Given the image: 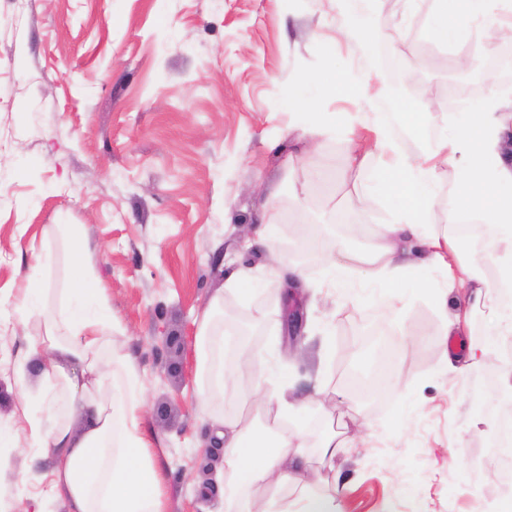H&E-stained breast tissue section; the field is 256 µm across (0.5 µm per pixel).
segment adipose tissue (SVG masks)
<instances>
[{"mask_svg":"<svg viewBox=\"0 0 512 512\" xmlns=\"http://www.w3.org/2000/svg\"><path fill=\"white\" fill-rule=\"evenodd\" d=\"M451 9L433 21L441 42H465L473 21L488 14L489 0H450ZM356 98L359 122L370 144L377 176L365 195L395 205L391 222L380 225L365 258L333 243L322 257L336 288L350 285L356 263L371 270L383 302L399 294L405 271L415 263L446 271L444 283L455 293L459 313L443 333L465 326L481 311L494 334L512 335V302L494 300L492 287L512 288V165L505 162V134L512 128V96L499 97L494 110L479 109L463 119L447 118L446 132L422 156L411 157L397 142L385 115L373 111L382 89L372 81L337 85ZM454 167L460 179L447 201L448 231L426 222L425 212L438 205L436 185L443 168ZM488 220V257L498 269L496 283L480 271L457 268L456 224L470 217ZM41 281L30 280L16 298L17 324H37L34 354L41 381L55 391L48 416L30 419L32 435L60 460L52 487L62 493L66 512H162V479L152 464L150 436L139 419L145 408L141 376L117 335L104 289L74 273L69 297L50 304ZM200 405L211 413L213 441L224 450V474L216 485L224 512H289V488L306 497L305 512H334L332 498L310 497L309 465L298 456L305 441L290 434L288 413L302 408L289 383L266 395L267 414L260 430L224 416V334L211 319L198 328Z\"/></svg>","mask_w":512,"mask_h":512,"instance_id":"ef3b65f1","label":"adipose tissue"}]
</instances>
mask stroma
I'll return each mask as SVG.
<instances>
[{
  "instance_id": "35a3bbf8",
  "label": "stroma",
  "mask_w": 512,
  "mask_h": 512,
  "mask_svg": "<svg viewBox=\"0 0 512 512\" xmlns=\"http://www.w3.org/2000/svg\"><path fill=\"white\" fill-rule=\"evenodd\" d=\"M441 7L366 0L365 15L388 32L370 58L340 35L336 0H0V512L20 497L28 512H65L49 494L57 460L27 422L46 411L43 386L15 383L39 328L16 324L11 304L34 276L68 287L75 260L105 288L142 376L166 512H224L221 495L199 488L224 460L206 452L211 424L197 384L198 326L219 294L248 357L286 366L296 395L318 396L287 420L306 441L312 496L335 494L336 512H504L512 498L486 448L506 415L512 335L457 375L444 368L447 350L486 343L488 327L476 315L460 335L440 336L455 312L429 293L443 271L409 269L387 316L364 266L352 272V298L324 287L311 241L366 253L391 210L364 203L374 163H351L345 138L304 149L326 113H355L356 103L317 89L315 110L285 105L301 77L397 83L386 58L412 62L416 84L398 93L392 121L400 146L419 154L444 134L446 113L512 88L510 61L482 75L462 67L505 46L490 26L512 24V13L492 5L469 41L441 44L429 35ZM424 104L433 117L411 130L403 114ZM269 212L277 250L306 284L268 277L265 253L242 249L241 228ZM57 224L77 226L78 255L49 245ZM469 225L461 263L496 280L486 222ZM241 267L256 279L245 296L226 289ZM294 308L304 322L292 336ZM224 374L225 416L262 422L242 403L252 376L229 349ZM343 428L350 448L321 462L320 438ZM471 457L480 469L468 468Z\"/></svg>"
}]
</instances>
